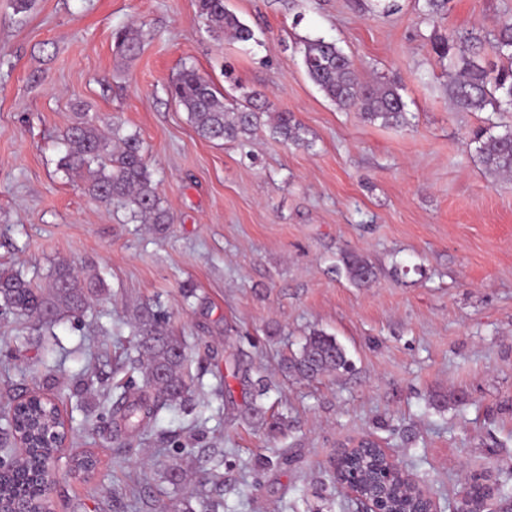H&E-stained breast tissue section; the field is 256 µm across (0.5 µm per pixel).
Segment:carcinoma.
<instances>
[{
	"label": "carcinoma",
	"mask_w": 512,
	"mask_h": 512,
	"mask_svg": "<svg viewBox=\"0 0 512 512\" xmlns=\"http://www.w3.org/2000/svg\"><path fill=\"white\" fill-rule=\"evenodd\" d=\"M200 11L218 37L229 36L238 42L254 39L252 29L224 7V0H198ZM116 53L123 58L138 55L141 34L136 28H124L114 37ZM494 48L508 60L496 75L482 64L483 40L473 33L450 30L434 38L433 49L448 57L455 77L448 91L454 104L463 110L481 112L512 109V23L502 25ZM302 65L308 79L339 108L355 109L364 119L389 126L406 123L405 104L397 89L387 82L366 83L358 77L351 59L336 43L323 38L303 42ZM171 97L187 114L196 132L209 140H237L252 134L261 113L256 105L224 106V96L211 81L194 68H185L169 85ZM272 133L284 142L305 143L302 126L289 112H278ZM477 155L487 173L512 176V129L495 133L490 128L474 133ZM60 166L86 177L85 189L104 203H121L133 219L163 226L171 223L169 212L161 205L156 184L142 154V140L136 133H123L114 126L104 131L87 112L62 133ZM342 262L346 276L361 285L375 276L373 266L363 256L348 252ZM107 293L105 282L96 277H81L72 266L54 269L51 286L36 288L18 275L0 274V301L15 314L33 318L40 327L53 328L65 315H81L92 302ZM139 354L137 369L145 389L133 396L122 395L114 412L120 414L126 435L138 436L145 425L171 408L193 405L195 377L188 367V346L176 335L169 319L149 305L133 314ZM346 350L322 331L306 337L298 352L284 358L283 369L291 376L315 379L347 370ZM56 425L55 410L45 401L30 402L13 417H5L0 426V450L13 447L17 436L25 433L31 444L24 465L0 474V499L17 497L39 503L42 498L41 465L56 452L45 440V432ZM197 506L183 502L184 512H224V500L205 491L197 492Z\"/></svg>",
	"instance_id": "obj_1"
}]
</instances>
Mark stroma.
Segmentation results:
<instances>
[{
	"label": "stroma",
	"instance_id": "stroma-1",
	"mask_svg": "<svg viewBox=\"0 0 512 512\" xmlns=\"http://www.w3.org/2000/svg\"><path fill=\"white\" fill-rule=\"evenodd\" d=\"M224 4L254 41L215 38L198 0H30L24 12L0 0V273L46 288L65 263L108 288L45 333L46 363L25 341L32 320L0 310V412L36 390L72 428L51 512H174L216 460L224 512H357L329 466L364 435L442 512L471 473L512 485V180L489 175L472 141L511 128L512 111L457 108L431 46L451 29L493 40L512 0H450L432 20L420 0L391 15L378 0ZM131 25L143 46L124 60L113 35ZM317 37L362 80L394 85L408 126L327 99L302 66L304 40ZM185 67L225 102L257 93L294 113L304 145L264 123L241 141L199 137L168 91ZM82 110L139 132L166 229L92 199L61 168L59 136ZM346 252L372 264V281L337 273ZM148 303L197 345L202 387L194 413H163L128 454L99 391L132 376L133 313ZM316 331L336 337L352 370L285 376L283 356ZM243 367L265 379L264 396L235 379ZM84 368L89 390L72 396ZM253 400L284 415L281 434L250 418ZM85 454L97 460L90 479L67 466ZM176 463L189 471L174 487L159 474Z\"/></svg>",
	"mask_w": 512,
	"mask_h": 512
}]
</instances>
